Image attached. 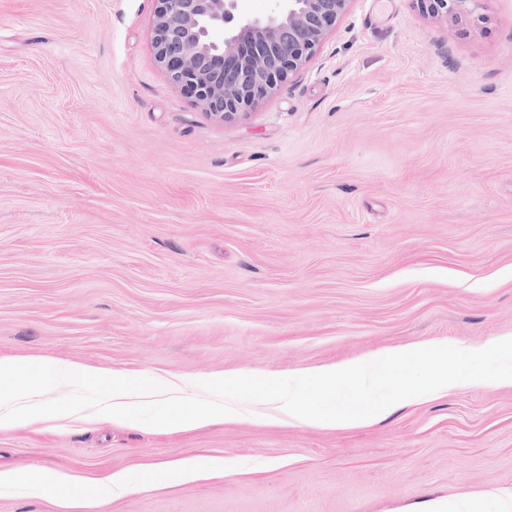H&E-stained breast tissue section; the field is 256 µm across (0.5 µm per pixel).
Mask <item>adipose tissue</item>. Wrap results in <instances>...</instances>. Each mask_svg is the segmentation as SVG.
Masks as SVG:
<instances>
[{
    "mask_svg": "<svg viewBox=\"0 0 512 512\" xmlns=\"http://www.w3.org/2000/svg\"><path fill=\"white\" fill-rule=\"evenodd\" d=\"M220 463L201 462L191 457L173 462L151 464L139 476L129 473L109 472L87 484H80L67 474L55 472L50 476L51 483L59 490L62 504L75 500L94 503L115 494H123L143 487L162 484H183L200 479H208L223 474Z\"/></svg>",
    "mask_w": 512,
    "mask_h": 512,
    "instance_id": "1",
    "label": "adipose tissue"
}]
</instances>
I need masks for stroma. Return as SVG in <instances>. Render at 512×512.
<instances>
[{
    "instance_id": "1",
    "label": "stroma",
    "mask_w": 512,
    "mask_h": 512,
    "mask_svg": "<svg viewBox=\"0 0 512 512\" xmlns=\"http://www.w3.org/2000/svg\"><path fill=\"white\" fill-rule=\"evenodd\" d=\"M153 0H0V359L133 377L288 376L410 343L512 337V0L449 21L352 0L234 122L170 82ZM0 430V512H407L512 494V387L353 429ZM220 478L58 506L181 458Z\"/></svg>"
}]
</instances>
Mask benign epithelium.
<instances>
[{
    "instance_id": "benign-epithelium-1",
    "label": "benign epithelium",
    "mask_w": 512,
    "mask_h": 512,
    "mask_svg": "<svg viewBox=\"0 0 512 512\" xmlns=\"http://www.w3.org/2000/svg\"><path fill=\"white\" fill-rule=\"evenodd\" d=\"M242 0H155L152 46L158 66L215 120L233 122L316 52L352 0H270L261 17L239 15ZM457 21L487 0H417Z\"/></svg>"
}]
</instances>
